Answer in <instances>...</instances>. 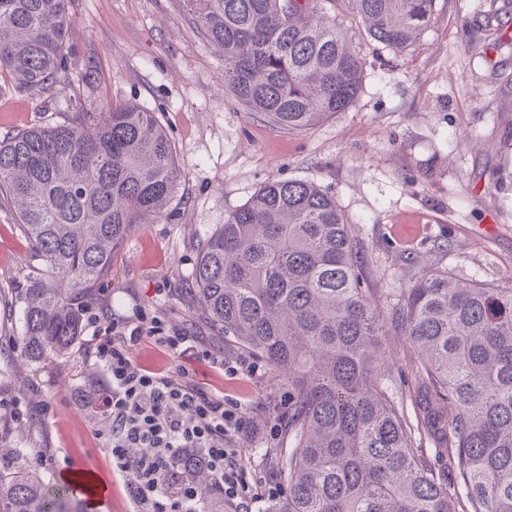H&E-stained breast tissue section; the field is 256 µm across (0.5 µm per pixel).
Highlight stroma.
<instances>
[{
    "label": "stroma",
    "mask_w": 512,
    "mask_h": 512,
    "mask_svg": "<svg viewBox=\"0 0 512 512\" xmlns=\"http://www.w3.org/2000/svg\"><path fill=\"white\" fill-rule=\"evenodd\" d=\"M67 43L93 88L17 91L0 76V138L62 122L75 99L99 106L131 100L155 113L173 141L179 189L162 217L135 225L115 251L93 310L111 318L132 306L165 316L243 357L206 321L194 295L198 246L264 182L306 180L332 195L368 250L383 306L441 262L464 281L512 286V0H435L431 26L396 52L372 41L349 0L330 14L358 51L362 89L346 111L290 131L249 111L224 87V52L197 29L183 0H70ZM45 270L0 193V434L23 449L28 468L52 477L96 475L108 497L96 512H127L96 431L106 379L91 365V327L72 353L33 362L19 342L21 296ZM386 363L405 411L415 407L407 337L386 336ZM209 389L241 401L253 438L243 459L277 476L287 447L284 376L262 363L258 377L228 378L199 366ZM53 464L41 465V453Z\"/></svg>",
    "instance_id": "stroma-1"
}]
</instances>
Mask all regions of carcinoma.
I'll return each instance as SVG.
<instances>
[{
	"mask_svg": "<svg viewBox=\"0 0 512 512\" xmlns=\"http://www.w3.org/2000/svg\"><path fill=\"white\" fill-rule=\"evenodd\" d=\"M186 0L224 50V88L288 130L346 111L363 62L324 2ZM69 0H0V74L18 90L71 85ZM394 51L429 28L435 0H351ZM174 144L154 113L110 102L0 141V190L46 264L26 289L20 342L67 356L83 309L133 227L177 192ZM366 247L313 182L263 183L201 244L195 294L207 322L286 375L285 492L266 512H512V287L434 265L388 312ZM70 282L68 292L53 285ZM418 359L415 418L382 362L384 336ZM0 512H79L73 494L16 460L0 466Z\"/></svg>",
	"mask_w": 512,
	"mask_h": 512,
	"instance_id": "carcinoma-1",
	"label": "carcinoma"
}]
</instances>
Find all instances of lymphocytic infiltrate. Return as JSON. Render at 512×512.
<instances>
[{
	"label": "lymphocytic infiltrate",
	"instance_id": "obj_1",
	"mask_svg": "<svg viewBox=\"0 0 512 512\" xmlns=\"http://www.w3.org/2000/svg\"><path fill=\"white\" fill-rule=\"evenodd\" d=\"M88 321L94 328L89 355L107 372L100 437L113 476L125 486L129 512H199L201 488L188 475L192 468L208 475L225 503L245 512L263 486L240 455L250 433L245 405L206 389L189 368L176 379L145 367L132 350L148 339L174 357L190 356L232 376L256 375L259 365L226 361L223 349L139 306L121 321L95 312Z\"/></svg>",
	"mask_w": 512,
	"mask_h": 512
}]
</instances>
